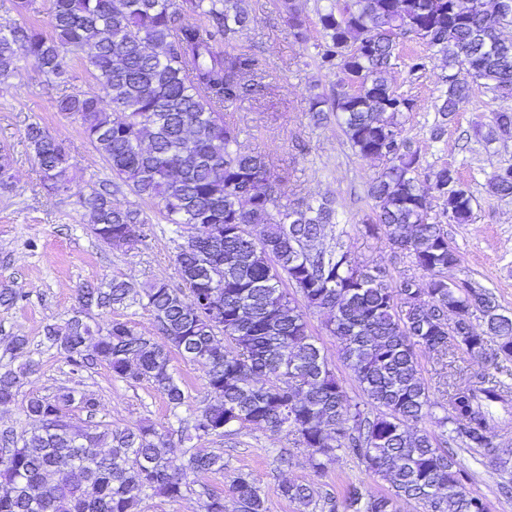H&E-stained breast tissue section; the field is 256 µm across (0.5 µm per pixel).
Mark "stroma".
<instances>
[{
  "label": "stroma",
  "instance_id": "obj_1",
  "mask_svg": "<svg viewBox=\"0 0 512 512\" xmlns=\"http://www.w3.org/2000/svg\"><path fill=\"white\" fill-rule=\"evenodd\" d=\"M252 17L248 31L240 37V47L255 52L262 64L261 75L268 89L264 96L238 102L224 112V118L238 132L242 151L266 156L273 165L281 204L307 202L335 196L339 221L327 225L318 245L332 249L343 244L356 264L380 268L392 282L417 275L411 258L393 245L385 232L369 233L364 219L370 214L368 182L381 168L379 160L355 154L343 134L337 117L315 124L309 113L312 94L329 93L336 87V71L319 68L314 43L295 41L287 21L273 0H243ZM426 57V68L418 78H409L407 64L413 54ZM446 69L440 55L415 39H405L399 57L389 73V81L399 93L412 98L413 111L400 121L404 135L421 157L420 172L429 175L447 166L455 169L462 187L472 197L470 221L457 224L446 219L440 207H433L428 218L441 224L449 244L460 261L449 272L452 281H469L491 291L501 311L512 315V197L502 198L489 189L492 175L512 166V137L493 134V114L512 109V96H496L486 89L474 91L469 101L448 121H441L434 104L443 91L440 81ZM41 123L68 145L74 166L70 190L62 195L44 189L38 168L24 140V129ZM444 133L434 137L436 123ZM10 145L13 159V185L0 189V289L21 294L18 304L0 308V370L18 369L8 347L14 336L28 340L35 372L26 374L21 396L0 406V431L21 434L33 423L24 413L29 395L50 396L69 387L96 397L97 421L109 427L132 426L141 422L154 425L178 442L182 426L192 420L206 397V368L200 363L173 359L174 374L187 400L170 412L164 396L148 381L128 382L113 377L100 365L73 373L63 355L50 349L44 329L60 324L78 309V291L89 282L119 276L141 285L154 280L180 287L174 255L187 235L174 232L152 201L132 195L127 187L114 193V204L136 206L153 228L145 242L135 247L101 244L89 231L90 220L79 199L97 188L99 180L111 172L85 138L78 122L56 112L44 79L33 63L20 60L16 75L0 83V143ZM310 333L315 336L333 372L350 399L363 395L347 369L339 342L325 328L328 312H305ZM496 360L454 349L448 356L420 353L421 376L434 403L423 427L433 428L434 418L443 416L447 386L464 384L477 373H494ZM194 450L224 457L220 472H187L188 493L172 501L163 497L145 499L143 512H201V487L223 493L224 512H237L229 493L232 479L249 473L266 499L268 512H319L318 508L288 501L277 492L284 481L324 487L343 496L349 483L363 484L367 493L387 492V482L368 476L359 461L339 453L323 471H315L308 451L283 432L248 428L229 437L193 441ZM462 464L471 474L469 492L483 497L490 512H512V495H503L504 474L483 450L462 449Z\"/></svg>",
  "mask_w": 512,
  "mask_h": 512
}]
</instances>
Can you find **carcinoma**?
<instances>
[{"label": "carcinoma", "mask_w": 512, "mask_h": 512, "mask_svg": "<svg viewBox=\"0 0 512 512\" xmlns=\"http://www.w3.org/2000/svg\"><path fill=\"white\" fill-rule=\"evenodd\" d=\"M240 3L51 0L49 30L27 20L0 31V82L15 74L23 55L51 92L67 82L70 63L82 60L98 90L59 95L56 111L80 123L111 171L112 186L158 201L170 224L199 226L175 254L183 287L162 280L137 286L119 278L86 284L79 289V310L62 325L46 326L45 338L73 371L103 364L125 381L147 380L173 411L186 400L173 376V355L204 362L210 400L195 414V438L229 436L236 427L284 432L310 452L318 469L342 450L390 485L380 495L349 485L343 512H398L400 502L411 500L426 512H488L484 498L466 490L470 474L456 449L442 447L435 432L417 426L430 407L418 355L458 347L511 361L512 317L500 313L484 288L468 281L448 287L459 255L442 225L427 216L436 198L443 214L465 224L472 196L446 166L432 172L431 188L424 187L420 156L398 121L413 111L414 100L398 94L386 74L401 42L416 38L448 66L447 90L435 105L442 118L459 111L478 82L511 95L512 41L499 36L503 22L497 11L464 0H329L317 11L318 66L337 69L340 78L337 90L313 97L310 112L318 123L340 113L356 154L384 161L369 182L374 206L366 231L385 230L423 272L394 284L380 268L353 265L340 245L311 247L327 225L338 223L336 199L280 205L268 161L238 147L224 110L266 88L249 80L260 59L235 50L251 23ZM275 7L295 40L307 43L308 17L298 0H275ZM218 43L224 51H216ZM494 122L500 134L512 135V109L496 112ZM24 139L47 191H68L74 162L65 143L38 122L26 126ZM11 181L10 147L1 143L0 186ZM489 187L512 196V168L496 172ZM79 205L104 244L134 247L147 237L141 210L115 205L106 185ZM255 224L263 226L256 240L244 232ZM287 284L308 307L330 312L326 328L340 341L364 403L347 396ZM212 290L219 293L220 319L201 304ZM135 305L151 313L161 339L119 319L104 327L88 322L95 309ZM450 311L456 315L451 322ZM477 313L482 327L472 322ZM9 351L26 362L18 372L0 371V405L16 400L22 377L35 367L25 337H14ZM261 377L267 386L255 385ZM474 378L448 391L451 413L437 426L453 425L451 440L487 450L500 471H512V460L497 453L488 429L491 405H512L509 386L489 373ZM75 404L86 412L84 426L67 418ZM96 414V399L73 389L28 397L26 416L37 423L35 430L20 440L11 430L0 433V512H142L146 498H182L184 470H224L223 455L215 453H191L178 465L174 448L154 426L112 429L94 421ZM230 491L240 512H267L249 474L234 477ZM278 491L291 502L320 501L321 512H336V497L309 484L286 482ZM202 495L203 512H224V495Z\"/></svg>", "instance_id": "1"}]
</instances>
